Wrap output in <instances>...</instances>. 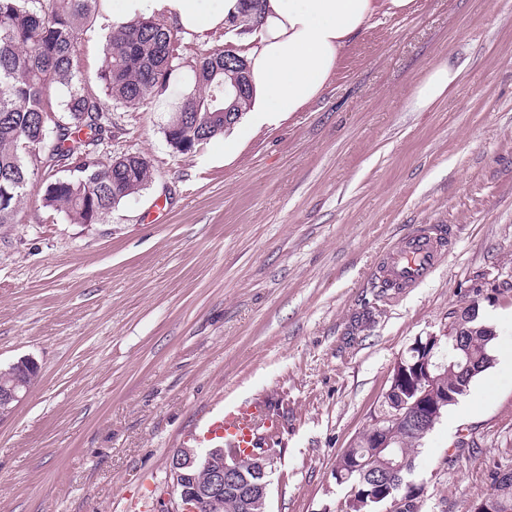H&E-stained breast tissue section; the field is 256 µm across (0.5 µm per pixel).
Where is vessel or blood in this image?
<instances>
[{"mask_svg":"<svg viewBox=\"0 0 512 512\" xmlns=\"http://www.w3.org/2000/svg\"><path fill=\"white\" fill-rule=\"evenodd\" d=\"M451 235L439 224H418L399 237L374 268L376 287L401 294L426 282L444 262ZM284 425L261 397L246 398L203 414L186 448H267L282 434Z\"/></svg>","mask_w":512,"mask_h":512,"instance_id":"b4317fda","label":"vessel or blood"}]
</instances>
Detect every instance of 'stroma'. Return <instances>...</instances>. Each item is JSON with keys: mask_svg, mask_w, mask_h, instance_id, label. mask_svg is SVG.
Here are the masks:
<instances>
[{"mask_svg": "<svg viewBox=\"0 0 512 512\" xmlns=\"http://www.w3.org/2000/svg\"><path fill=\"white\" fill-rule=\"evenodd\" d=\"M108 32L97 18L79 36L98 95ZM443 60L455 86L413 110ZM167 120L152 96L114 110L101 157L142 154L154 178L97 223L44 206L41 174L0 224V370L39 367L0 418V512H156L198 413L259 395L284 423L269 512H342L336 459L416 337L473 299L493 348L512 343V0L376 18L317 100L194 153ZM416 224L452 225L445 263L377 298L376 260ZM456 407L415 457L439 512H473L512 469V375L490 366ZM466 429L479 453L442 468Z\"/></svg>", "mask_w": 512, "mask_h": 512, "instance_id": "1", "label": "stroma"}]
</instances>
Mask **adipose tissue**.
Instances as JSON below:
<instances>
[{"label": "adipose tissue", "mask_w": 512, "mask_h": 512, "mask_svg": "<svg viewBox=\"0 0 512 512\" xmlns=\"http://www.w3.org/2000/svg\"><path fill=\"white\" fill-rule=\"evenodd\" d=\"M103 21L119 29L132 18L163 15L193 37L226 27L240 0H102ZM413 0H263L258 27L241 44L250 80L249 119L276 121L317 98L339 69L341 52L373 17L408 12ZM459 76L434 64L416 88L413 107H429Z\"/></svg>", "instance_id": "1"}]
</instances>
